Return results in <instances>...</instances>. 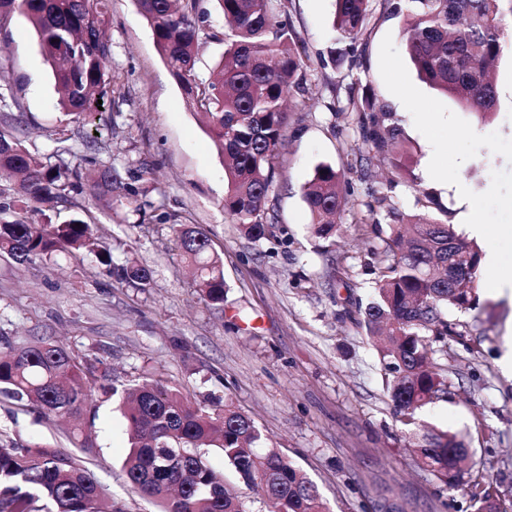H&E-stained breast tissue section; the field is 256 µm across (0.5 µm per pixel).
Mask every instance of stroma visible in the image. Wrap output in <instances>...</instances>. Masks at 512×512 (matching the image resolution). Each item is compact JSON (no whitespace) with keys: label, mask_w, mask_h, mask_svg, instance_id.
I'll return each instance as SVG.
<instances>
[{"label":"stroma","mask_w":512,"mask_h":512,"mask_svg":"<svg viewBox=\"0 0 512 512\" xmlns=\"http://www.w3.org/2000/svg\"><path fill=\"white\" fill-rule=\"evenodd\" d=\"M395 0H372V18L355 63L308 75L307 111L289 115L282 164L269 205L271 235L254 240L224 215V161L201 117L159 55L136 0H110L104 20L112 43V100L95 122L76 128L59 94L37 33L15 13L0 33V82L22 88V109L0 112V131L30 152L50 157L61 135L77 155H94L123 178H140L146 210L170 222L143 224L133 206L90 192L41 214L26 204L17 217L60 224L80 212L112 249L114 265L133 260L150 282L135 288L111 275L94 253L59 254L20 264L0 254V346L43 339L64 345L97 369L98 382L118 385L143 376L169 382L192 402L228 401L253 419L270 446L293 460L318 488L330 512H473L468 493L443 486L416 459L397 421L377 352L361 323L372 301L386 224L341 225L333 240L316 238L302 187L317 165L347 169L354 193L349 212L365 213L390 160L369 172L348 170L361 145L349 87L372 90L402 130L394 147L411 177L399 184L398 208L427 213L469 239L461 203H480L487 227L477 243L501 263L478 272L475 309L449 310L459 337L433 355L445 369L448 393L429 404L424 420L464 437L472 474L512 500V298L490 287L512 280V52L499 57L493 119L478 122L458 102L423 82L411 62ZM195 65L208 78L224 52V17L213 0ZM296 36L311 58L330 47L334 0H288ZM148 174H141V167ZM204 228L224 262V305H209L193 279L173 226ZM96 453L88 467L123 512H158L132 493L122 464L128 435L118 400L94 393ZM0 440L36 441L74 450L68 423L39 417L0 398Z\"/></svg>","instance_id":"stroma-1"}]
</instances>
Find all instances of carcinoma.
Returning <instances> with one entry per match:
<instances>
[{"label": "carcinoma", "instance_id": "cac0c4a2", "mask_svg": "<svg viewBox=\"0 0 512 512\" xmlns=\"http://www.w3.org/2000/svg\"><path fill=\"white\" fill-rule=\"evenodd\" d=\"M147 19L157 50L186 95L188 105L206 122L224 159L227 188L224 212L251 239L270 233L275 223L269 192L280 164L292 111L308 108L307 75L313 62L287 20L284 0H214L224 15V55L209 78L194 74L201 40L200 0H136ZM337 32L320 65L358 58L372 14L371 0H335ZM33 25L45 61L61 94L60 105L72 121L87 124L99 112L98 100L113 91L109 68L112 43L101 32L107 0H0V31L16 11ZM393 14L404 18L406 51L421 77L469 107L481 119L495 111L492 68L512 33L504 24L512 0H402ZM347 111L356 113L362 148L348 169L367 168L371 152L397 143L401 128L374 95H350ZM59 139L51 164L0 132V176L14 178L16 197L30 203L74 205L84 189L108 200L133 205L140 223H166L168 215L146 212L138 190L112 167L84 170L87 159L74 156ZM392 174L367 204L371 214L388 220L389 235L379 269L376 297L365 310L364 324L385 370L386 389L398 421L416 447L420 462L450 489H464L475 512H508L491 486L472 478L460 453L467 451L455 434L425 425L417 411L447 394L448 382L433 365L430 343L457 336L448 322L450 308L470 310L478 302V271L460 291L448 285V253L480 263L479 248L459 238L451 225L427 215L407 216L396 206ZM354 193L345 172L323 165L303 186V199L314 233L336 234L347 197ZM174 231L194 267L208 303L224 304L222 262L200 227L178 225ZM95 247L99 262L112 267V250L93 238L91 224L78 215L61 224L0 221V250L26 262L58 251ZM132 286L149 281L135 262L116 269ZM94 370L67 349L40 341L18 350L0 351V397L30 406L40 415L68 418L79 437L80 453H66L39 443H0V512H102V486L84 464L94 445L84 435L82 417L96 387ZM121 404L129 435L123 468L131 490L154 501L160 512H244L228 493L210 462L219 449L238 478L255 494L273 501L277 512H329L318 487L266 438L255 422L232 404L190 406L159 378L145 377L120 389L101 387Z\"/></svg>", "mask_w": 512, "mask_h": 512}]
</instances>
